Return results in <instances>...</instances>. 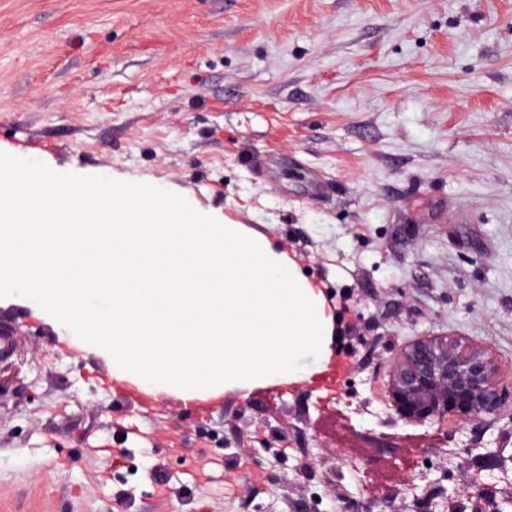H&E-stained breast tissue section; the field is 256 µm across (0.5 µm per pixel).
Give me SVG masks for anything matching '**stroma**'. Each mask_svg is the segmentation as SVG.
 <instances>
[{
  "mask_svg": "<svg viewBox=\"0 0 512 512\" xmlns=\"http://www.w3.org/2000/svg\"><path fill=\"white\" fill-rule=\"evenodd\" d=\"M1 151L255 229L344 335L278 394L146 405L34 302L0 299L21 326L0 512H339L408 477L411 512H512V423L374 405L424 334L512 367V0H0Z\"/></svg>",
  "mask_w": 512,
  "mask_h": 512,
  "instance_id": "1",
  "label": "stroma"
}]
</instances>
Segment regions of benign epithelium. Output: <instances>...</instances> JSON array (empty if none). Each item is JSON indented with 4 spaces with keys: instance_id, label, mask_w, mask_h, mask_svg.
Returning a JSON list of instances; mask_svg holds the SVG:
<instances>
[{
    "instance_id": "obj_1",
    "label": "benign epithelium",
    "mask_w": 512,
    "mask_h": 512,
    "mask_svg": "<svg viewBox=\"0 0 512 512\" xmlns=\"http://www.w3.org/2000/svg\"><path fill=\"white\" fill-rule=\"evenodd\" d=\"M387 393L396 418L431 426L512 420V379L484 346L451 332L406 343L389 361Z\"/></svg>"
}]
</instances>
